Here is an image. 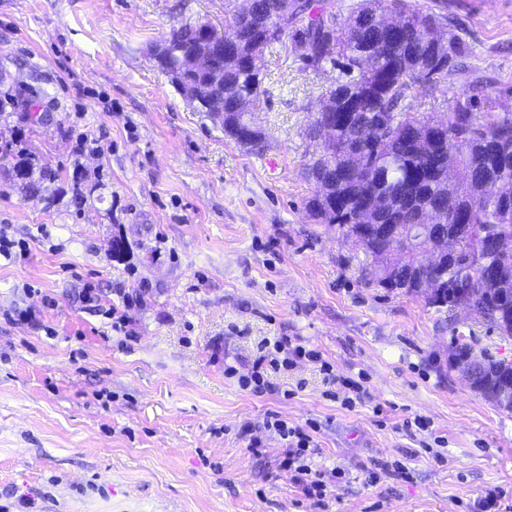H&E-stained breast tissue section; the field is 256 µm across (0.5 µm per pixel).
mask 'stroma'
Wrapping results in <instances>:
<instances>
[{
    "label": "stroma",
    "mask_w": 512,
    "mask_h": 512,
    "mask_svg": "<svg viewBox=\"0 0 512 512\" xmlns=\"http://www.w3.org/2000/svg\"><path fill=\"white\" fill-rule=\"evenodd\" d=\"M447 2L471 50L412 88L431 117L512 92V0ZM202 22L226 29L224 0H0V227L26 247L0 256V512H475L491 489L512 512V412L455 366L460 342L512 361V336L377 287L372 257L309 215L305 130L337 69L266 49L260 148L193 109L156 54ZM21 153L58 178L19 190ZM277 336L361 382L355 409L308 361L243 389ZM274 414L343 471L323 503L279 470Z\"/></svg>",
    "instance_id": "1"
}]
</instances>
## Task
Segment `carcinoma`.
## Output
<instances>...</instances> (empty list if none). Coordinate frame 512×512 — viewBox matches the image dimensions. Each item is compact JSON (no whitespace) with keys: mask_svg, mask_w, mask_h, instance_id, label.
<instances>
[{"mask_svg":"<svg viewBox=\"0 0 512 512\" xmlns=\"http://www.w3.org/2000/svg\"><path fill=\"white\" fill-rule=\"evenodd\" d=\"M388 13L400 16L395 33L381 26ZM229 23L248 34L236 45L224 47V55L208 69L195 71L192 57L211 49L208 23L183 25L172 30L168 53L158 58L160 68L178 92L207 117L211 103L224 97V134L243 147H255L266 132L252 134L249 114L238 109L236 98L267 97L265 75L253 71L251 59L283 38L291 48L310 49L309 68L322 71L328 65L340 70L328 95L336 99V111L328 120L336 124L334 140L319 147L306 164L307 177L328 181L316 187L308 201L310 215L320 224H336L353 235L358 206L381 200L391 209L389 223L418 224L420 213L435 210L447 223L459 224L462 261L445 265L439 272L450 284L466 282L471 274L492 269L502 258L490 251L486 237L512 239V203H503L497 180H512V104L499 101L477 115L471 98L459 99L448 112V124L413 111L407 103L416 85L435 87L454 73L456 59L468 50L457 28L448 22L441 0L420 6L411 0H358L346 24L336 23V0H255L250 20L241 16L234 0H224ZM462 170L464 179L448 183V169ZM30 159L20 156L8 176L28 190L35 185ZM433 229L408 248L402 242L366 232L365 253L385 260L391 273L419 266V251L427 248ZM474 313L501 334L512 336V290L485 288L473 295ZM479 365L490 376H512V363L480 354Z\"/></svg>","mask_w":512,"mask_h":512,"instance_id":"carcinoma-1","label":"carcinoma"}]
</instances>
